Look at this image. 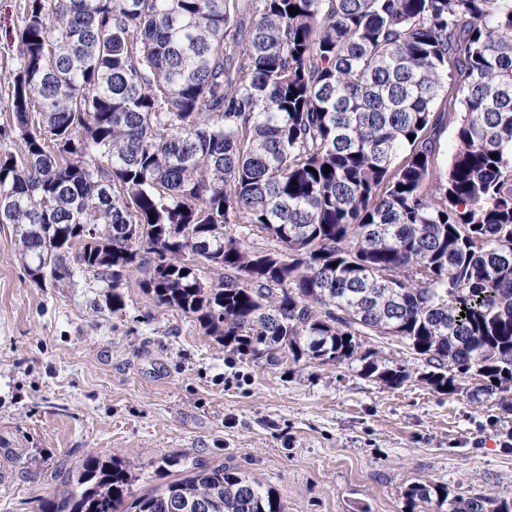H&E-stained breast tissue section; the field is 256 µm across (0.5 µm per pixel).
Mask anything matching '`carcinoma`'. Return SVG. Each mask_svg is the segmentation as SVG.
I'll list each match as a JSON object with an SVG mask.
<instances>
[{
    "label": "carcinoma",
    "instance_id": "1",
    "mask_svg": "<svg viewBox=\"0 0 512 512\" xmlns=\"http://www.w3.org/2000/svg\"><path fill=\"white\" fill-rule=\"evenodd\" d=\"M21 10L0 224L31 281L90 275L114 312L136 287L269 366L355 363L397 387L406 367L363 342L391 339L438 392L512 390V0ZM133 482L90 455L42 512H284L222 464L130 501ZM410 498L512 512L432 482Z\"/></svg>",
    "mask_w": 512,
    "mask_h": 512
}]
</instances>
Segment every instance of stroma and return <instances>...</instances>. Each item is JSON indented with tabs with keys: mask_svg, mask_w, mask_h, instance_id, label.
<instances>
[{
	"mask_svg": "<svg viewBox=\"0 0 512 512\" xmlns=\"http://www.w3.org/2000/svg\"><path fill=\"white\" fill-rule=\"evenodd\" d=\"M20 5L0 0V111ZM102 297L88 275L31 283L0 224V512H39L92 453L124 458L135 496L172 480L160 459L176 455L260 480L285 512H412L427 481L512 495V412L432 390L398 342L372 343L411 373L391 387L244 361L139 289L118 313Z\"/></svg>",
	"mask_w": 512,
	"mask_h": 512,
	"instance_id": "35a3bbf8",
	"label": "stroma"
}]
</instances>
